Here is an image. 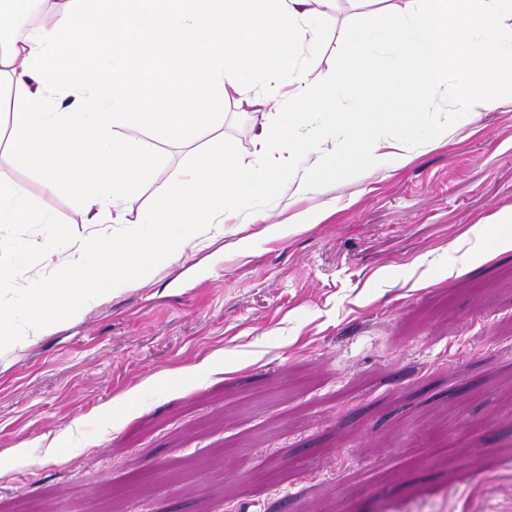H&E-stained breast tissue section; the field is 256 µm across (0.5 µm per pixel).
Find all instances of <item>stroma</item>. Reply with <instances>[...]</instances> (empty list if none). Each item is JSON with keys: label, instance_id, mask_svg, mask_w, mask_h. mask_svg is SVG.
Masks as SVG:
<instances>
[{"label": "stroma", "instance_id": "35a3bbf8", "mask_svg": "<svg viewBox=\"0 0 512 512\" xmlns=\"http://www.w3.org/2000/svg\"><path fill=\"white\" fill-rule=\"evenodd\" d=\"M402 4L327 9L316 82L342 65L347 26ZM500 96L461 112L449 80L426 101L448 129L438 146L314 184L286 213L259 203L274 231L190 234L134 288L0 351V512H512V250L453 272L489 244L478 220L512 218ZM224 112L225 147L254 162L264 112L230 96ZM211 137L162 146L128 219ZM5 174L66 226L57 249L89 235L70 194ZM8 240L18 275L0 300L21 309L52 275L48 241L33 224ZM218 354L223 373L179 379ZM41 438L67 461L14 457Z\"/></svg>", "mask_w": 512, "mask_h": 512}]
</instances>
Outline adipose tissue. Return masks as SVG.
Segmentation results:
<instances>
[{
    "instance_id": "adipose-tissue-1",
    "label": "adipose tissue",
    "mask_w": 512,
    "mask_h": 512,
    "mask_svg": "<svg viewBox=\"0 0 512 512\" xmlns=\"http://www.w3.org/2000/svg\"><path fill=\"white\" fill-rule=\"evenodd\" d=\"M25 0H0V89L8 91L10 148L0 168L23 163L48 194L67 192L84 223L112 245L77 240L57 263L62 277L37 288L22 315L0 305V349L35 341L59 322L116 296L173 255L187 228L237 218L256 195L290 207L312 183L339 180L385 158L408 163L444 135L420 98L456 77L464 99L496 107L512 86V25L500 16L512 0H407L404 9L343 33L345 60L332 83L318 84L322 23L312 0H66L25 34L14 18ZM287 81L267 126L256 134V163L224 149V98L264 105L265 85ZM357 96L336 127L312 114ZM144 128L146 137L125 136ZM214 130L190 165L155 189L152 211L126 217L158 147ZM316 158L283 177L301 148ZM38 224L64 230L23 187L0 177V228Z\"/></svg>"
}]
</instances>
